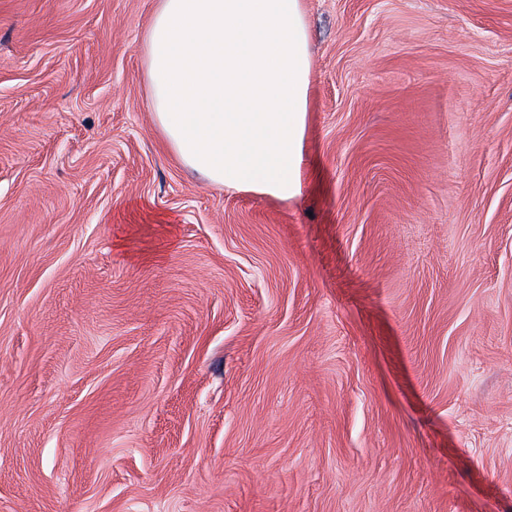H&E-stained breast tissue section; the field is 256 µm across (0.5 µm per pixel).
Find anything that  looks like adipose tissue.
Masks as SVG:
<instances>
[{
	"label": "adipose tissue",
	"instance_id": "ef3b65f1",
	"mask_svg": "<svg viewBox=\"0 0 512 512\" xmlns=\"http://www.w3.org/2000/svg\"><path fill=\"white\" fill-rule=\"evenodd\" d=\"M143 51L155 126L183 167L237 192L300 194L304 0H158Z\"/></svg>",
	"mask_w": 512,
	"mask_h": 512
}]
</instances>
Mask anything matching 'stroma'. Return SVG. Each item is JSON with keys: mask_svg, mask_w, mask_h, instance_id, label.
I'll use <instances>...</instances> for the list:
<instances>
[{"mask_svg": "<svg viewBox=\"0 0 512 512\" xmlns=\"http://www.w3.org/2000/svg\"><path fill=\"white\" fill-rule=\"evenodd\" d=\"M158 0H0V512H512V0H304L300 195L157 133Z\"/></svg>", "mask_w": 512, "mask_h": 512, "instance_id": "35a3bbf8", "label": "stroma"}]
</instances>
